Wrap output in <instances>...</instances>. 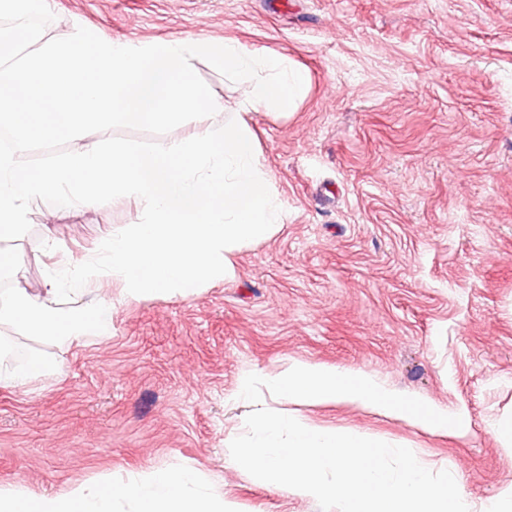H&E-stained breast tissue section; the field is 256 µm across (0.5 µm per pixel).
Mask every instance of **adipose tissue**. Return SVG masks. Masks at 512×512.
<instances>
[{
  "mask_svg": "<svg viewBox=\"0 0 512 512\" xmlns=\"http://www.w3.org/2000/svg\"><path fill=\"white\" fill-rule=\"evenodd\" d=\"M228 512L223 496L213 492L193 468L181 465L152 469L129 479L86 483L69 497L0 490V512Z\"/></svg>",
  "mask_w": 512,
  "mask_h": 512,
  "instance_id": "ef3b65f1",
  "label": "adipose tissue"
}]
</instances>
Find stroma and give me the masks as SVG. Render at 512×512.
<instances>
[{
	"label": "stroma",
	"instance_id": "stroma-1",
	"mask_svg": "<svg viewBox=\"0 0 512 512\" xmlns=\"http://www.w3.org/2000/svg\"><path fill=\"white\" fill-rule=\"evenodd\" d=\"M45 39L232 40L309 75L287 116L247 120L284 221L231 278L189 298L115 304L104 341L47 350L61 373L0 388V489L67 495L89 480L188 464L234 512H320L228 461L247 372L303 361L362 372L448 414L442 435L357 406L309 421L409 448L484 512L512 487V0H48ZM192 66L223 125L250 92ZM141 204L29 207L20 254L95 255Z\"/></svg>",
	"mask_w": 512,
	"mask_h": 512
}]
</instances>
